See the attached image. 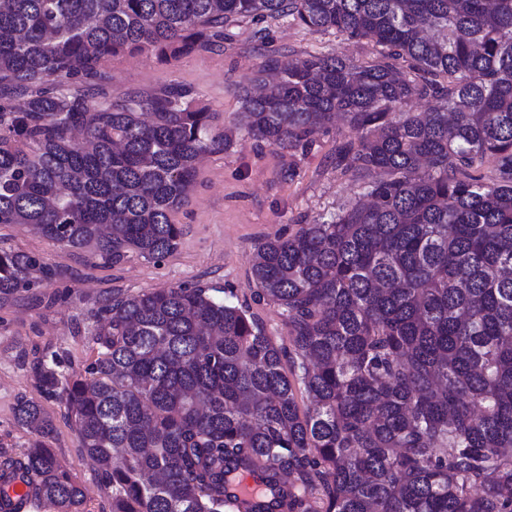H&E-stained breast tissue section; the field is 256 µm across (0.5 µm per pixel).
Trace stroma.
Returning <instances> with one entry per match:
<instances>
[{"instance_id":"1","label":"stroma","mask_w":512,"mask_h":512,"mask_svg":"<svg viewBox=\"0 0 512 512\" xmlns=\"http://www.w3.org/2000/svg\"><path fill=\"white\" fill-rule=\"evenodd\" d=\"M340 54L358 62L377 49L335 31H314L286 19L243 20L224 29L223 47L162 59L152 53L119 54L102 60L99 71L108 99L115 102L179 83L194 89L213 114L216 131H233V143L199 165L187 198L171 214L182 235L162 262L131 257L104 263L94 248L73 252L24 224H0V248L39 259L49 278L0 302V461L22 458L32 434L15 421L20 401L40 402L54 420L50 445L86 492L84 512H108L110 489L82 450L63 403L43 398L34 367L58 354L60 372H82L96 357L92 338L98 311L113 292L135 294L178 286L223 289L250 303L268 333L287 344L281 310L253 300L251 262L258 239L291 224H309L362 200V189L336 166V150L353 139L342 123L319 131L306 150L288 151L257 143L238 124L239 94L251 86L269 57Z\"/></svg>"}]
</instances>
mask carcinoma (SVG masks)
<instances>
[{
    "label": "carcinoma",
    "instance_id": "1",
    "mask_svg": "<svg viewBox=\"0 0 512 512\" xmlns=\"http://www.w3.org/2000/svg\"><path fill=\"white\" fill-rule=\"evenodd\" d=\"M283 18L380 47L268 58L242 96V126L280 149L343 118L336 167L368 197L254 246V301L289 344L205 287L114 294L85 373L42 361L40 388L110 512H512V0H0V224L112 265L166 258L197 162L231 135L187 86L99 96V64ZM37 272L0 249V296ZM15 419L34 440L0 471L81 512L50 417L22 400ZM245 473L262 487L241 497Z\"/></svg>",
    "mask_w": 512,
    "mask_h": 512
}]
</instances>
